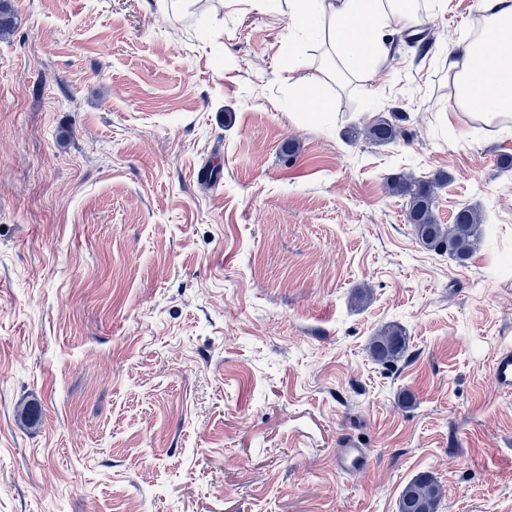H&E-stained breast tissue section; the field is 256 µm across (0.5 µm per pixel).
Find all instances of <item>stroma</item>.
I'll use <instances>...</instances> for the list:
<instances>
[{
	"label": "stroma",
	"mask_w": 512,
	"mask_h": 512,
	"mask_svg": "<svg viewBox=\"0 0 512 512\" xmlns=\"http://www.w3.org/2000/svg\"><path fill=\"white\" fill-rule=\"evenodd\" d=\"M288 5L7 0L0 512H397L422 471L439 512H512V127L452 112L445 65L480 0H423L428 49L391 35L332 112ZM377 119L405 137L353 138ZM439 172L441 223L484 220L462 263L387 190ZM368 349L376 363L381 365L395 363L406 352V332L398 325H387L372 336ZM492 376L496 386L504 393L512 392V348L499 350L493 359Z\"/></svg>",
	"instance_id": "1"
}]
</instances>
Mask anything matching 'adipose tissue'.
<instances>
[{"mask_svg":"<svg viewBox=\"0 0 512 512\" xmlns=\"http://www.w3.org/2000/svg\"><path fill=\"white\" fill-rule=\"evenodd\" d=\"M327 40L342 66L368 51L370 57L387 56L383 40L388 32L416 26L402 0H321ZM486 27L495 29L496 46L465 43L448 65L456 87L454 107L479 102L474 120L484 123L512 119V0H482Z\"/></svg>","mask_w":512,"mask_h":512,"instance_id":"ef3b65f1","label":"adipose tissue"}]
</instances>
